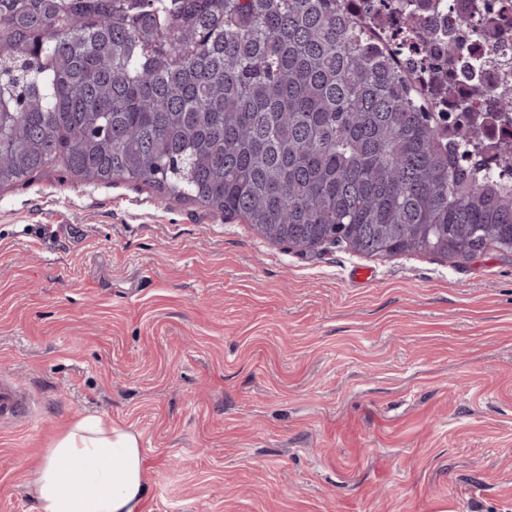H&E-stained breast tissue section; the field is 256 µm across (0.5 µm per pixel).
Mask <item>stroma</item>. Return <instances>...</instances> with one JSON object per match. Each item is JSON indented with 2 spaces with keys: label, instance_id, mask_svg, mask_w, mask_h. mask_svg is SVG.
<instances>
[{
  "label": "stroma",
  "instance_id": "35a3bbf8",
  "mask_svg": "<svg viewBox=\"0 0 512 512\" xmlns=\"http://www.w3.org/2000/svg\"><path fill=\"white\" fill-rule=\"evenodd\" d=\"M363 270L367 280L354 278ZM0 512L97 414L143 512H512V257H369L61 164L0 190ZM28 401L12 382L0 378V423L28 417Z\"/></svg>",
  "mask_w": 512,
  "mask_h": 512
}]
</instances>
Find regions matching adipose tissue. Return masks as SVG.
<instances>
[{"instance_id": "1", "label": "adipose tissue", "mask_w": 512, "mask_h": 512, "mask_svg": "<svg viewBox=\"0 0 512 512\" xmlns=\"http://www.w3.org/2000/svg\"><path fill=\"white\" fill-rule=\"evenodd\" d=\"M147 491L138 436L100 417L71 423L29 486L38 512H141Z\"/></svg>"}]
</instances>
